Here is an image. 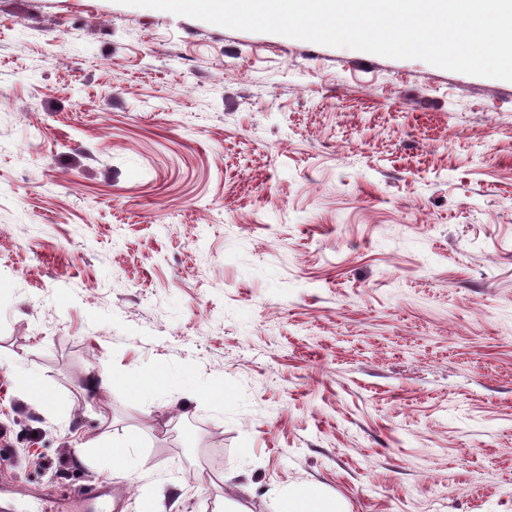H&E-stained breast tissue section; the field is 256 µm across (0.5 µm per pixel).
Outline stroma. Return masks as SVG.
I'll return each instance as SVG.
<instances>
[{
  "mask_svg": "<svg viewBox=\"0 0 512 512\" xmlns=\"http://www.w3.org/2000/svg\"><path fill=\"white\" fill-rule=\"evenodd\" d=\"M92 485L512 512V81L0 0V500Z\"/></svg>",
  "mask_w": 512,
  "mask_h": 512,
  "instance_id": "1",
  "label": "stroma"
}]
</instances>
